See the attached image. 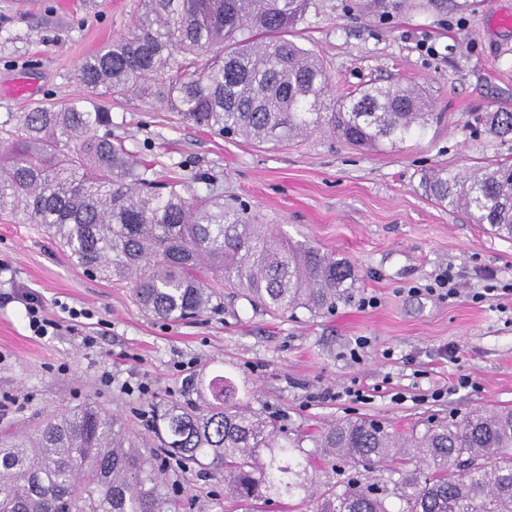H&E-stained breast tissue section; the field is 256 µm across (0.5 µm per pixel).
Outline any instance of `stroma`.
<instances>
[{"label":"stroma","instance_id":"1","mask_svg":"<svg viewBox=\"0 0 512 512\" xmlns=\"http://www.w3.org/2000/svg\"><path fill=\"white\" fill-rule=\"evenodd\" d=\"M312 0L296 40L323 57L337 93L398 81L421 87L443 119L399 148L370 151L317 133L279 148L173 121L162 105L106 102L112 136L149 169L198 193L244 201L258 223L350 262L357 284L332 313L273 315L225 294L197 318L146 315L126 285L74 266L38 224L0 218V293L39 296L56 335L38 338L23 303L0 307V428L26 431L86 396L149 434L145 412L191 398L193 379L223 373L244 403L290 434L368 417L407 434L430 416L512 406V239L439 206L424 172L512 163V133L484 113L512 112V0H412L402 10ZM140 0H0V131L39 102L86 97L83 57L126 34ZM33 89L16 95L18 82ZM450 271L457 297L428 285ZM483 300H476V293ZM376 298L373 308L364 307ZM87 310L70 320L68 308ZM369 341L350 357L357 338ZM471 380L469 387L459 377ZM361 399L346 397L347 389ZM168 512H241L224 475L170 458Z\"/></svg>","mask_w":512,"mask_h":512}]
</instances>
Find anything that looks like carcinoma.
I'll use <instances>...</instances> for the list:
<instances>
[{"label":"carcinoma","instance_id":"cac0c4a2","mask_svg":"<svg viewBox=\"0 0 512 512\" xmlns=\"http://www.w3.org/2000/svg\"><path fill=\"white\" fill-rule=\"evenodd\" d=\"M311 0H141L131 30L86 56L87 89L160 103L180 124L261 145L328 131L372 150L427 132L423 93L368 84L338 96L322 60L293 37ZM512 132V112L486 116ZM112 116L89 99L23 113L0 145V214L41 224L90 275L130 285L145 313L186 319L219 309L212 288L238 290L277 313L324 314L352 294L354 268L310 242L283 239L248 209L159 183L112 138ZM425 194L463 209L473 224L512 238V165L467 172L433 168ZM196 399L155 414L159 447L224 471V494L316 503L315 512H512V408L474 411L399 437L380 422L338 421L312 437L317 453L240 405L234 382L200 378ZM407 448L425 471L317 484L316 454L336 470ZM157 454L99 402L49 418L33 434L0 432V512H163L166 472Z\"/></svg>","mask_w":512,"mask_h":512}]
</instances>
